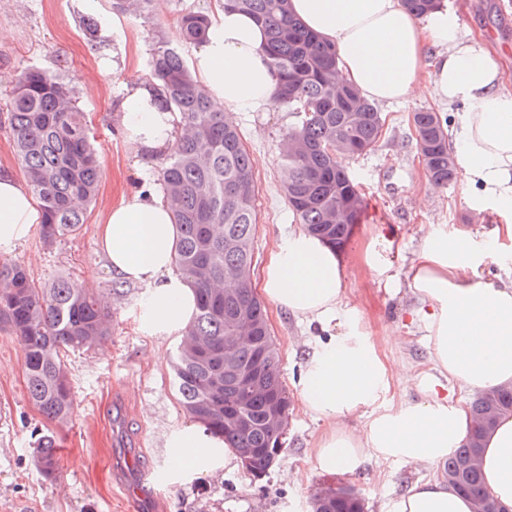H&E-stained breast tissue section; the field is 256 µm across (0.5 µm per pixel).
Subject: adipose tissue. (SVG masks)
Returning a JSON list of instances; mask_svg holds the SVG:
<instances>
[{"label":"adipose tissue","instance_id":"adipose-tissue-1","mask_svg":"<svg viewBox=\"0 0 512 512\" xmlns=\"http://www.w3.org/2000/svg\"><path fill=\"white\" fill-rule=\"evenodd\" d=\"M291 12L334 45L339 67L361 95L377 104L405 102L429 91L462 105L454 127L453 157L471 193L468 202L512 213V88L483 37L456 10L413 16L402 0H290ZM264 29L249 15L217 7L206 40L193 57L197 77L221 112H261L273 104L274 78L263 55ZM124 140L158 153L176 141L174 115L143 80L124 83L119 108ZM35 200L10 174H0V252L31 235ZM179 236L169 206L151 183L113 204L98 243L119 282L140 288L137 329L146 336H183L196 314V291L175 266ZM512 224L497 225L475 240L437 229L427 234L409 269L433 373H417L419 396L384 403L393 371L358 319L345 310L344 262L337 251L303 230L279 239L263 267L260 288L276 307L318 326L328 340L300 373L299 405L326 421L312 450L325 475H352L371 459L433 467L460 447L469 429L464 402L450 385L481 390L512 383V282L489 284L483 269L505 262ZM365 414L362 428L348 418ZM169 467L209 472L232 469L237 455L222 437L188 424L168 440ZM487 490L512 506V414L500 418L485 440ZM392 512H471L469 501L436 480L415 484Z\"/></svg>","mask_w":512,"mask_h":512}]
</instances>
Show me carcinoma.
<instances>
[{"label": "carcinoma", "instance_id": "carcinoma-1", "mask_svg": "<svg viewBox=\"0 0 512 512\" xmlns=\"http://www.w3.org/2000/svg\"><path fill=\"white\" fill-rule=\"evenodd\" d=\"M151 0H112V9L148 18ZM424 17L442 0H404ZM224 7L251 16L267 35L265 55L275 76L273 101L295 115L279 146L282 191L299 223L312 235L342 248L365 216V192L343 160L374 150L385 119L375 104L338 76L336 47L306 29L288 0H224ZM210 15L194 11L178 24V38L154 42L148 67L165 109L178 113L180 135L160 168V181L179 227L176 269L196 287L197 313L177 347L175 383L184 410L224 437L236 453L252 449L247 472L269 476L284 450L292 399L284 383L279 349L251 281L259 187L239 129L215 111L208 90L190 71L185 44L206 37ZM409 122L429 177L438 186L457 178L441 113L414 112ZM15 153L41 212L43 242L54 246L76 234L98 196L100 163L74 86L29 67L19 69L8 104ZM237 285L224 291V283ZM245 314L256 327L247 345L230 343L232 321ZM0 329L24 343L27 395L53 425L74 410L71 371L64 349L87 351L110 335V315L81 284L61 276L36 283L19 262H0ZM281 401V422L269 421L270 398ZM472 425L463 445L441 468L450 488L472 502V512L496 502L484 488L482 454L499 417L512 412V386L484 390L468 403ZM35 463L46 478L59 466L55 437L34 428ZM365 512L351 486L326 485L312 512Z\"/></svg>", "mask_w": 512, "mask_h": 512}]
</instances>
